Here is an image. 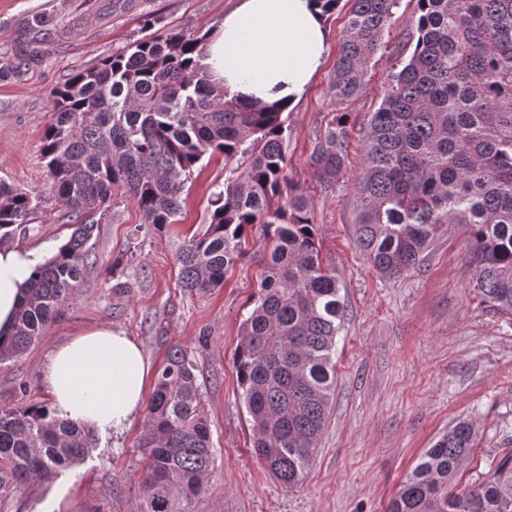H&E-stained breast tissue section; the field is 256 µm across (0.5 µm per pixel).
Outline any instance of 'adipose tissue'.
<instances>
[{"mask_svg": "<svg viewBox=\"0 0 512 512\" xmlns=\"http://www.w3.org/2000/svg\"><path fill=\"white\" fill-rule=\"evenodd\" d=\"M329 53L315 0H238L199 59L212 81L243 101L288 110L307 93ZM38 256L0 246V333L9 334L22 286ZM154 375L142 344L122 330H83L55 348L45 366L50 408L101 436L123 432Z\"/></svg>", "mask_w": 512, "mask_h": 512, "instance_id": "adipose-tissue-1", "label": "adipose tissue"}]
</instances>
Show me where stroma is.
Segmentation results:
<instances>
[{
  "mask_svg": "<svg viewBox=\"0 0 512 512\" xmlns=\"http://www.w3.org/2000/svg\"><path fill=\"white\" fill-rule=\"evenodd\" d=\"M236 0H0V181L29 192L31 221L0 242L55 254L71 234L66 208L47 178L43 142L53 90L155 28L214 32ZM351 4L340 0L324 19L330 53L305 98L285 113L288 172L308 196L324 266L343 286L347 316L337 337L336 390L328 425L304 483L280 484L252 454V426L239 397L235 351L240 315L257 290L264 230L248 231L247 257L222 287L183 291L177 254L205 230L210 197L224 186L222 156H204L176 224L155 230L136 204L117 197L100 221L86 274L55 322L21 358L0 363V407L49 398L44 368L51 351L86 328L111 326L141 342L154 368L186 348L210 419L213 465L191 512H387L420 455L458 419L475 424L476 444L455 478L475 486L490 459L512 452V319L494 314L471 292L475 267L466 230L449 224L419 266L380 276L354 242L352 176L362 167L364 126L379 106L405 35L413 0H400L387 49L369 67L353 99H335L330 84ZM351 115L348 182L324 186L310 155L334 113ZM145 412L121 434L99 438L78 466L28 490L0 488V512H48L56 497L73 512H138L143 465L136 448Z\"/></svg>",
  "mask_w": 512,
  "mask_h": 512,
  "instance_id": "1",
  "label": "stroma"
}]
</instances>
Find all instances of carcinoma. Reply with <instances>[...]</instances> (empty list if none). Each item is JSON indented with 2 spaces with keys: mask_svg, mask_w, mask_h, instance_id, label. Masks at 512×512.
Listing matches in <instances>:
<instances>
[{
  "mask_svg": "<svg viewBox=\"0 0 512 512\" xmlns=\"http://www.w3.org/2000/svg\"><path fill=\"white\" fill-rule=\"evenodd\" d=\"M415 2L413 51L389 76L364 133V166L353 182L356 243L381 276L397 278L420 264L444 225L462 224L472 292L512 319V0ZM398 5L354 0L330 85L336 99L364 88ZM206 38L168 29L138 39L53 91L47 177L72 232L28 277L0 362L39 340L79 286L98 234L92 210L121 192L145 223L164 229L176 222L203 156L219 153L229 176L213 193L205 231L179 252V283L198 293L222 286L244 255L247 229H264L266 263L239 325L238 383L253 454L294 488L329 419L346 306L335 271L323 265L309 200L288 177L282 113L227 97L194 60ZM349 121L337 113L311 153L327 185L347 174ZM33 210L28 193L0 182V231L29 223ZM196 370L175 346L158 372L138 444L141 512H187L175 505L206 491L213 447ZM95 444L47 403L0 407V483L51 482ZM474 445L473 424L456 422L423 453L388 512H512L511 453L491 460L480 484L453 490Z\"/></svg>",
  "mask_w": 512,
  "mask_h": 512,
  "instance_id": "1",
  "label": "carcinoma"
}]
</instances>
